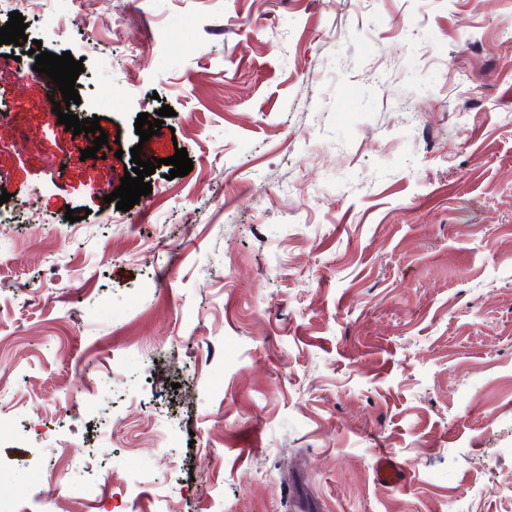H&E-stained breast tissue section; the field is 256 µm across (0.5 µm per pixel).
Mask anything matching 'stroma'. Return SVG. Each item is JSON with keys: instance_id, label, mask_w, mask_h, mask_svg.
<instances>
[{"instance_id": "35a3bbf8", "label": "stroma", "mask_w": 512, "mask_h": 512, "mask_svg": "<svg viewBox=\"0 0 512 512\" xmlns=\"http://www.w3.org/2000/svg\"><path fill=\"white\" fill-rule=\"evenodd\" d=\"M14 512H512V0H0ZM71 52L110 141L59 124ZM174 109L141 141L139 114ZM162 164L126 212L130 166ZM86 211L70 222L66 210ZM404 471L374 478L377 449Z\"/></svg>"}]
</instances>
